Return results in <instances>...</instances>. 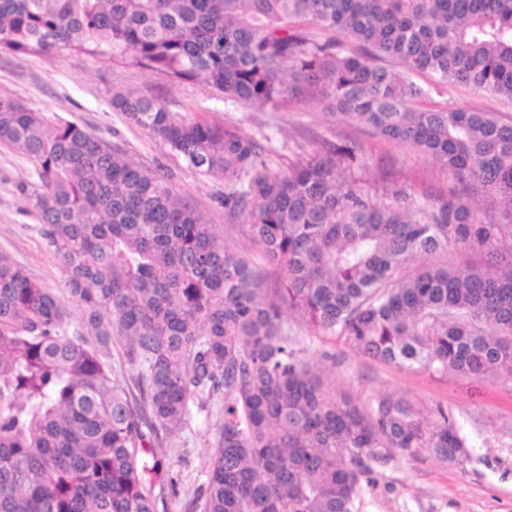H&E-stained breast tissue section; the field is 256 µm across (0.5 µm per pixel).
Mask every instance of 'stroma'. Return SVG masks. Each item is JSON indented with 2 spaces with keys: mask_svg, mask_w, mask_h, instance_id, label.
<instances>
[{
  "mask_svg": "<svg viewBox=\"0 0 512 512\" xmlns=\"http://www.w3.org/2000/svg\"><path fill=\"white\" fill-rule=\"evenodd\" d=\"M413 80L429 89L432 105L512 118L510 100L469 85L445 83L428 73L414 75ZM116 90L154 100L178 117L235 126L255 138L276 167L308 158L323 140L351 138L361 145V159L376 188L402 187L411 201L433 209L452 183L429 156L383 140L368 128L334 121L312 98H293L278 111L262 112L217 98L198 83L175 85L162 74L104 63L89 55L0 52V96L73 121L142 167L169 175L175 195L204 213L219 238L272 282L285 279L287 271L268 263L250 240L243 220L225 217L216 202L223 181L200 176L125 113L113 109L110 100ZM32 172L26 156L0 145V252L61 298L74 329L80 324L82 307L67 293L62 269L44 245L33 201L22 190ZM290 333L297 337L304 357L329 377L337 391L360 402L390 393L427 418L436 407L447 408L467 438L470 458L461 464L440 460L426 448L413 454L396 452L373 463L359 512H512L511 379L400 370L313 335L304 326L292 325ZM223 406L222 398H214L206 410H192L188 425L161 433V465L153 476L155 485L164 490L158 512H196L194 502L207 478L210 446Z\"/></svg>",
  "mask_w": 512,
  "mask_h": 512,
  "instance_id": "35a3bbf8",
  "label": "stroma"
}]
</instances>
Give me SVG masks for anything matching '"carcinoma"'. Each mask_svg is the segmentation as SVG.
Segmentation results:
<instances>
[{
  "label": "carcinoma",
  "instance_id": "obj_1",
  "mask_svg": "<svg viewBox=\"0 0 512 512\" xmlns=\"http://www.w3.org/2000/svg\"><path fill=\"white\" fill-rule=\"evenodd\" d=\"M336 30L369 49L324 36ZM0 51L86 54L261 109L305 93L454 181L437 210H413L371 189L352 139L273 171L234 127L113 92L112 108L224 181V213L288 270L266 288L164 180L0 98V145L33 162L41 235L82 306L69 329L61 299L0 253V512H156L152 437L221 394L201 512H356L372 462L419 448L468 457L442 407L430 423L390 394L336 393L283 314L401 369L512 379V120L433 108L411 80L431 72L512 100V0H0ZM448 249L490 261L427 262ZM114 345L128 380L105 361Z\"/></svg>",
  "mask_w": 512,
  "mask_h": 512
}]
</instances>
